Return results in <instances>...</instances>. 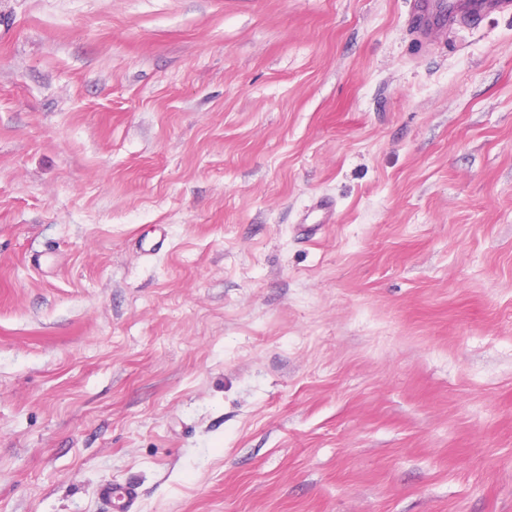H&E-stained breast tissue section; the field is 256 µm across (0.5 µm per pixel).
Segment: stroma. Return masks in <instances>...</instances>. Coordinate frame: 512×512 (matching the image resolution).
Wrapping results in <instances>:
<instances>
[{
	"label": "stroma",
	"mask_w": 512,
	"mask_h": 512,
	"mask_svg": "<svg viewBox=\"0 0 512 512\" xmlns=\"http://www.w3.org/2000/svg\"><path fill=\"white\" fill-rule=\"evenodd\" d=\"M512 512V16L0 0V512ZM97 495L107 501L115 512H134L138 500V488L133 484L113 488L111 483H103L96 489Z\"/></svg>",
	"instance_id": "stroma-1"
}]
</instances>
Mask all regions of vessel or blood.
Here are the masks:
<instances>
[{
	"label": "vessel or blood",
	"instance_id": "b4317fda",
	"mask_svg": "<svg viewBox=\"0 0 512 512\" xmlns=\"http://www.w3.org/2000/svg\"><path fill=\"white\" fill-rule=\"evenodd\" d=\"M415 10L421 16L419 34L429 39L437 31L462 21H476L491 15L512 14V0H416ZM97 495L107 501L113 512H135L138 488L129 484L120 488L104 483Z\"/></svg>",
	"mask_w": 512,
	"mask_h": 512
}]
</instances>
